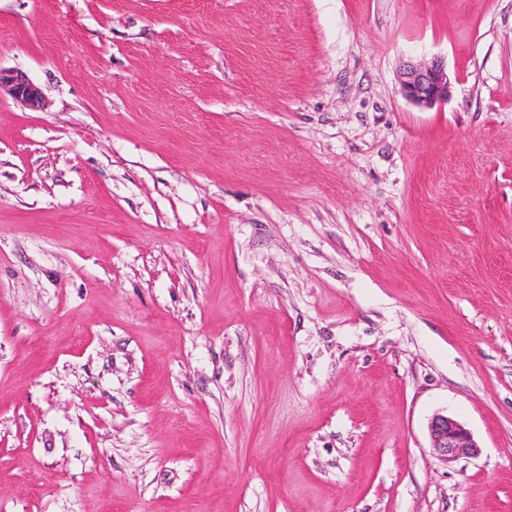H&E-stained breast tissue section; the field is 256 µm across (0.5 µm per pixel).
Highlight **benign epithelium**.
<instances>
[{"mask_svg": "<svg viewBox=\"0 0 512 512\" xmlns=\"http://www.w3.org/2000/svg\"><path fill=\"white\" fill-rule=\"evenodd\" d=\"M401 91L413 105L430 109L448 102L451 81L442 58L408 62L401 72ZM30 107L40 105V89L23 74L0 67V91ZM431 449L440 460L450 463L462 455L475 457L480 446L472 433L457 419L443 414L433 417L429 425Z\"/></svg>", "mask_w": 512, "mask_h": 512, "instance_id": "1", "label": "benign epithelium"}]
</instances>
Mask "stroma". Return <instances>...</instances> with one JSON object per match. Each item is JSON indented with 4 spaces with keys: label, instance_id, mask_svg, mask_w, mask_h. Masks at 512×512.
Wrapping results in <instances>:
<instances>
[{
    "label": "stroma",
    "instance_id": "obj_1",
    "mask_svg": "<svg viewBox=\"0 0 512 512\" xmlns=\"http://www.w3.org/2000/svg\"><path fill=\"white\" fill-rule=\"evenodd\" d=\"M0 67V512H512V0H0ZM400 84L403 96L421 109L447 103L451 94L448 67L439 57L407 62L401 72ZM2 90L30 107L39 106L42 101V93L32 81L18 71L0 67V96ZM431 449L440 460L450 463L462 455L475 457L480 446L460 421L448 414H438L429 425Z\"/></svg>",
    "mask_w": 512,
    "mask_h": 512
}]
</instances>
